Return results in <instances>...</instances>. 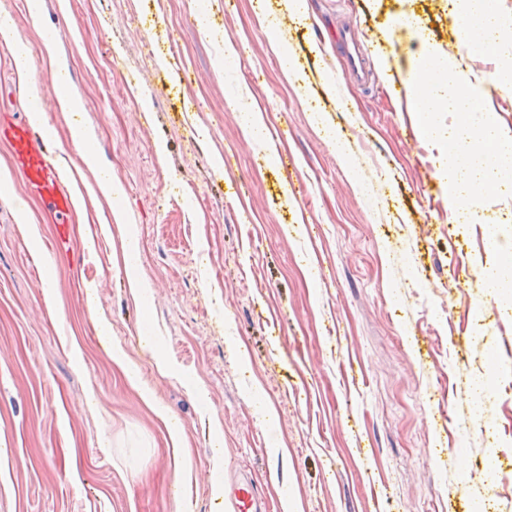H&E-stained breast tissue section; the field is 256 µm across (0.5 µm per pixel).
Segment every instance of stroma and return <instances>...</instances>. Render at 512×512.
<instances>
[{
  "mask_svg": "<svg viewBox=\"0 0 512 512\" xmlns=\"http://www.w3.org/2000/svg\"><path fill=\"white\" fill-rule=\"evenodd\" d=\"M0 23L36 50L40 31L57 37L64 70L39 56L34 76L64 178L124 190L87 200L58 256L0 143V512H225L213 487L239 473L268 512L286 493L301 512H471L491 494L512 512V306L485 301L476 275L497 260L490 225L512 249V196L456 217L443 154L409 133L401 96L428 45L470 79L493 71L450 0H306L300 17L282 0H43L37 26L25 0H0ZM340 24L359 31L371 87L343 78ZM228 41L233 78L216 66ZM2 81L0 110L28 115L26 78L0 44ZM57 85L82 111L59 109ZM239 97L265 137L245 138L227 107ZM115 209L139 238L130 269L122 228L101 231ZM114 344L168 421L113 363ZM492 358L481 415L471 382ZM71 139L85 167L90 170L98 169L100 156L92 143L89 131L83 126H76L72 129Z\"/></svg>",
  "mask_w": 512,
  "mask_h": 512,
  "instance_id": "stroma-1",
  "label": "stroma"
}]
</instances>
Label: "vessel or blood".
<instances>
[{
    "mask_svg": "<svg viewBox=\"0 0 512 512\" xmlns=\"http://www.w3.org/2000/svg\"><path fill=\"white\" fill-rule=\"evenodd\" d=\"M340 38L344 48L346 78L361 86L370 84L371 73L360 49L361 40L357 31L350 25H343ZM0 140L7 142L12 164L25 178L27 194L37 199L57 226L54 251L67 253L72 205L69 196L60 187L59 175L50 159L45 137L26 119L5 116L0 118ZM227 499L232 512H264V501L251 479L230 482Z\"/></svg>",
    "mask_w": 512,
    "mask_h": 512,
    "instance_id": "b4317fda",
    "label": "vessel or blood"
}]
</instances>
